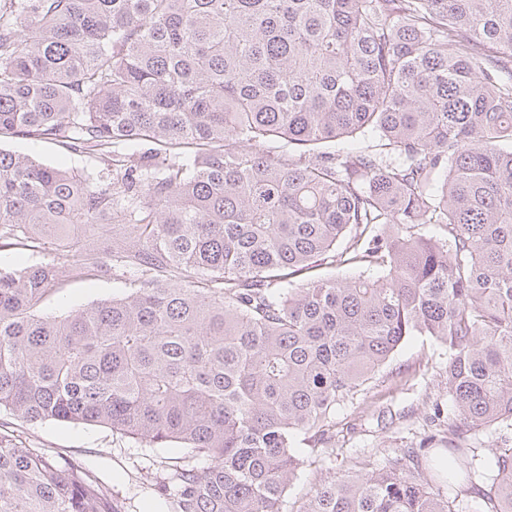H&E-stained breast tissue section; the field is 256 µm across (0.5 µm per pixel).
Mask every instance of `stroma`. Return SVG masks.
I'll return each mask as SVG.
<instances>
[{"mask_svg":"<svg viewBox=\"0 0 512 512\" xmlns=\"http://www.w3.org/2000/svg\"><path fill=\"white\" fill-rule=\"evenodd\" d=\"M0 149L28 153L48 165L62 164L81 174L109 182L107 163L89 154L32 139L5 138ZM120 283L105 276L92 281H69L52 292L43 312L71 308L119 294ZM448 352L428 336L410 337L376 373L356 405L336 413V428L328 453L305 467L288 489L283 512H297L316 486L344 472L382 466L395 449L419 442L429 429L432 405L444 399L442 374ZM0 432L45 449L50 457L63 456L93 471L126 512H167L158 483L166 477L168 458L181 456L178 448H151L109 428L84 424L21 422L0 411Z\"/></svg>","mask_w":512,"mask_h":512,"instance_id":"obj_1","label":"stroma"}]
</instances>
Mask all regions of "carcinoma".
I'll return each mask as SVG.
<instances>
[{"label": "carcinoma", "mask_w": 512, "mask_h": 512, "mask_svg": "<svg viewBox=\"0 0 512 512\" xmlns=\"http://www.w3.org/2000/svg\"><path fill=\"white\" fill-rule=\"evenodd\" d=\"M509 62L512 0H0V137L112 167L0 149V248L68 258L0 272V409L203 458L168 465L170 512H282L296 437L327 448L336 410L430 336L436 433L300 512H457L433 487L465 481L469 512H512ZM105 217L122 235L91 249ZM325 260L354 274L291 280ZM109 274L122 294L40 312ZM0 512L125 510L0 434ZM0 148L5 151L32 154L44 164H63L80 174L91 173L101 183H108L112 178L111 168L101 159L89 154L73 153L61 146L32 139L2 138Z\"/></svg>", "instance_id": "carcinoma-1"}]
</instances>
